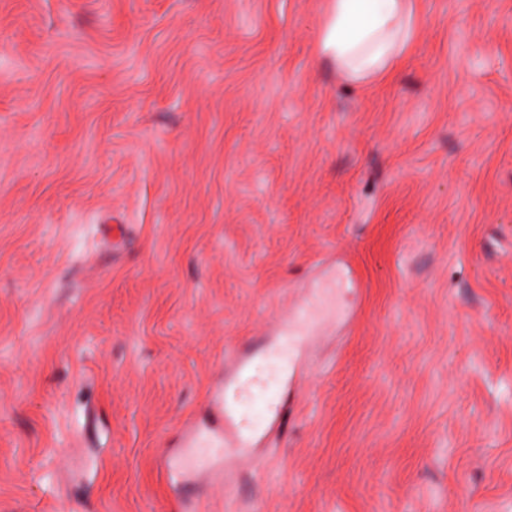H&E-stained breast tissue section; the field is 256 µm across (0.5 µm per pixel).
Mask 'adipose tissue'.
<instances>
[{
    "label": "adipose tissue",
    "mask_w": 512,
    "mask_h": 512,
    "mask_svg": "<svg viewBox=\"0 0 512 512\" xmlns=\"http://www.w3.org/2000/svg\"><path fill=\"white\" fill-rule=\"evenodd\" d=\"M411 0H330L320 52L351 81L384 74L412 39Z\"/></svg>",
    "instance_id": "ef3b65f1"
}]
</instances>
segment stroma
<instances>
[{
  "instance_id": "stroma-1",
  "label": "stroma",
  "mask_w": 512,
  "mask_h": 512,
  "mask_svg": "<svg viewBox=\"0 0 512 512\" xmlns=\"http://www.w3.org/2000/svg\"><path fill=\"white\" fill-rule=\"evenodd\" d=\"M412 6L357 83L329 0H0V512H512V0ZM249 340L288 426L195 493ZM335 313V305L327 298L305 304L294 311L289 322L288 320L285 322L282 334L290 336L291 343L295 347L301 348L305 336L315 331L320 317ZM187 443L193 450L182 459L183 467L190 472L205 475L210 480L222 479L233 485L235 468L230 457L224 451V436L220 434L204 435L197 431L189 419L184 421ZM225 461L224 476L220 464Z\"/></svg>"
}]
</instances>
